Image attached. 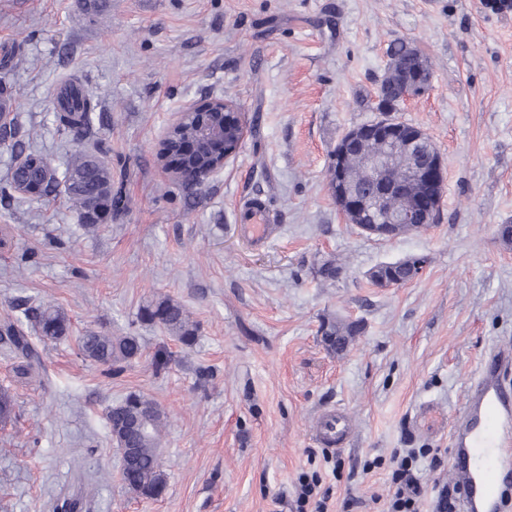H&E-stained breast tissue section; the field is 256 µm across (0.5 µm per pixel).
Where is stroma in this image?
<instances>
[{"label":"stroma","mask_w":512,"mask_h":512,"mask_svg":"<svg viewBox=\"0 0 512 512\" xmlns=\"http://www.w3.org/2000/svg\"><path fill=\"white\" fill-rule=\"evenodd\" d=\"M395 39L427 60L431 85L400 105V120L439 149L444 194L427 231L382 240L337 209L330 153L378 115ZM22 64L7 83L21 131L56 168L75 146L112 162L125 210L86 232L65 196L24 207L0 202V319L19 300L52 302L69 333L31 334L48 382H22L0 356V512H295L300 472L319 470L334 500L380 512L389 472L365 460L400 448L449 454V433L481 358L512 342V2L499 0H0V47ZM99 98L107 123L81 143L54 131L62 80ZM232 101L246 136L224 170L194 192L165 174L157 143L186 103ZM262 200L277 230L257 248L239 236L242 201ZM428 259L396 288L373 266ZM344 267L322 283L321 263ZM171 297L199 325L187 348L141 324L139 307ZM363 331L344 355L319 333L329 320ZM103 328L141 336L144 353L107 376L78 338ZM166 348L170 362L155 370ZM142 392L168 414L167 488L126 492L107 409ZM352 418L341 457L348 477L311 436L326 408Z\"/></svg>","instance_id":"35a3bbf8"}]
</instances>
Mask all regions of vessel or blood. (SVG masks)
I'll list each match as a JSON object with an SVG mask.
<instances>
[{"mask_svg": "<svg viewBox=\"0 0 512 512\" xmlns=\"http://www.w3.org/2000/svg\"><path fill=\"white\" fill-rule=\"evenodd\" d=\"M237 230L252 245L267 244L273 232L266 208L254 203L240 213ZM316 441L330 451L351 442L352 420L330 407L312 425ZM449 479L461 492L462 512H505L503 495L512 485V345L494 346L466 389L463 408L449 437Z\"/></svg>", "mask_w": 512, "mask_h": 512, "instance_id": "vessel-or-blood-1", "label": "vessel or blood"}]
</instances>
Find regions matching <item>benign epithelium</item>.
Here are the masks:
<instances>
[{
    "mask_svg": "<svg viewBox=\"0 0 512 512\" xmlns=\"http://www.w3.org/2000/svg\"><path fill=\"white\" fill-rule=\"evenodd\" d=\"M236 112L237 107L232 102L222 97L209 96L202 101L189 103L176 113L158 147L159 158L168 165L172 177L192 189L224 169V165L237 154L246 133L242 120L233 118ZM190 118L197 123L194 139L187 142L175 140V132ZM425 137L426 133L422 129L390 115L376 119L360 129H349L341 137L332 154L336 194L351 213L359 210L363 203L354 201L346 190L344 159L348 151L366 139L378 141L385 147L384 151L369 153L364 158L369 178L382 185L377 207L383 213L376 214L374 224L363 228V232L380 237H395L399 227L409 230L422 217L438 214L444 192V174L441 156L437 151L433 154L431 166L416 168L409 174L410 179L423 183L424 194L408 207H385L388 196L397 189V186L385 182L391 153Z\"/></svg>",
    "mask_w": 512,
    "mask_h": 512,
    "instance_id": "benign-epithelium-1",
    "label": "benign epithelium"
}]
</instances>
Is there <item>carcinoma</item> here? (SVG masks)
Masks as SVG:
<instances>
[{"mask_svg":"<svg viewBox=\"0 0 512 512\" xmlns=\"http://www.w3.org/2000/svg\"><path fill=\"white\" fill-rule=\"evenodd\" d=\"M387 69L381 80L380 94L391 101L409 87L418 92V87L428 81L430 71L426 60L418 50L404 40L392 41L387 50ZM94 95L72 82L64 85L56 97L54 123L58 133L79 140L93 128L94 122L105 121L103 113L96 112ZM17 118L10 126L0 128V137L12 138L15 156L32 160L37 154L28 150L17 139ZM66 173L72 182L65 197L78 212L84 229L97 228L89 219L125 207V199L112 193V165L104 157L88 152H74L68 162ZM427 258L412 255L395 262H383L368 271L369 280L378 287L401 282L403 284L419 277ZM343 266L327 261L317 270L321 280L335 281L343 274ZM139 320L157 326L185 347L193 346L198 329L190 320L182 304L163 297L141 306ZM25 319L39 333L43 341H59L67 337L69 325L64 314L52 305H38L27 309ZM362 332L358 323H322L320 333L327 348L338 355L344 354ZM0 342L14 354L19 362L14 366L16 374L29 376L40 365L38 353L22 324L6 320L0 325ZM81 355L109 370L119 371L143 355L142 338L131 333L113 335L106 330L90 329L79 337ZM107 424L112 439L122 438L126 446L135 449L129 459H122L121 481L130 493L147 499L163 494L167 486V475L161 462L162 439L168 425L166 411L153 399L140 392H130L107 411Z\"/></svg>","mask_w":512,"mask_h":512,"instance_id":"1","label":"carcinoma"}]
</instances>
